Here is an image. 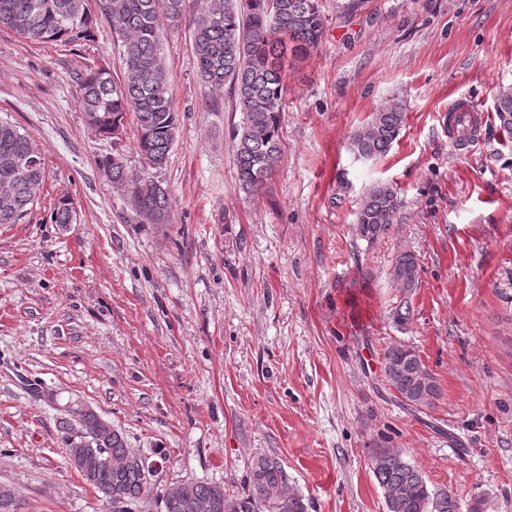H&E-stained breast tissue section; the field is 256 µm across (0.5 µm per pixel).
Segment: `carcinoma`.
<instances>
[{"label": "carcinoma", "mask_w": 512, "mask_h": 512, "mask_svg": "<svg viewBox=\"0 0 512 512\" xmlns=\"http://www.w3.org/2000/svg\"><path fill=\"white\" fill-rule=\"evenodd\" d=\"M177 25L189 19L192 49L201 82L213 89L230 84L241 112L236 130V169L240 188L255 194L271 178L280 154L285 81L299 69L322 39L326 17L319 0H0V24L24 39L80 45L94 39L97 21L112 23L125 62L116 80L104 67L78 77L82 110L89 128L115 139L133 115L140 155L152 168L163 167L176 140L178 112L165 67L159 17ZM501 125L512 130V88L496 96ZM405 123L402 104L392 101L359 127L351 148L362 158L385 154ZM30 139L18 125L0 118V225L28 216L46 179L44 162L29 157ZM114 152L98 160L112 184L127 189L132 211L150 224H166L172 209L168 190L147 177L129 181L126 164ZM396 190L373 186L357 213L356 233L373 242L393 224ZM71 203L58 200L52 221L73 222ZM393 282L408 292L417 287L416 257L399 254L391 268ZM386 384L413 407H431L442 395L437 379L425 370L418 351L406 343L388 346L381 358ZM58 428L74 463L93 448L104 449L110 463L75 467L102 495L112 493V512H133L145 498L157 497L161 512H308L305 497L287 488L281 462L260 457L240 491L193 478L156 491L146 461L125 463L129 447L124 433L76 400L60 409ZM372 473L382 489L387 512H461L455 493L432 489L423 474L392 448L372 452Z\"/></svg>", "instance_id": "cac0c4a2"}]
</instances>
